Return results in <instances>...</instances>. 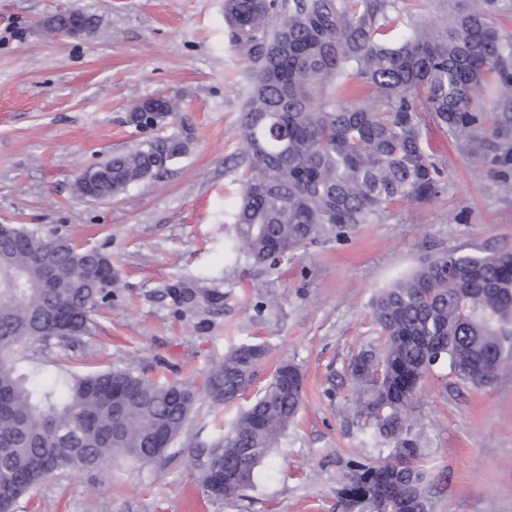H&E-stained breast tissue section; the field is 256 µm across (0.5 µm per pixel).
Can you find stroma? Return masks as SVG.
I'll use <instances>...</instances> for the list:
<instances>
[{
  "mask_svg": "<svg viewBox=\"0 0 512 512\" xmlns=\"http://www.w3.org/2000/svg\"><path fill=\"white\" fill-rule=\"evenodd\" d=\"M68 9L97 16L86 39L38 28ZM250 82L224 0H0V224L104 249L118 278L91 333L31 348L33 365L48 380L129 365L200 388L238 342L269 350L251 390L224 411L200 396L164 458L58 475L16 512H336L339 460L375 452L349 411L346 373L371 337L373 297L435 252L512 249V178L489 177L487 163L432 124L427 140L448 174L438 197L396 204L382 221L308 245L274 271L229 254ZM175 93L189 153L112 200H81L73 187L83 169L143 141L126 122L130 107ZM177 281L219 290L224 303L181 309L167 295ZM283 361L303 375L295 423L255 489L209 496L191 459ZM411 419L426 442L433 512H512V368L480 388L434 368Z\"/></svg>",
  "mask_w": 512,
  "mask_h": 512,
  "instance_id": "35a3bbf8",
  "label": "stroma"
}]
</instances>
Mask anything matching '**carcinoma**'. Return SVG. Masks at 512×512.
<instances>
[{
	"label": "carcinoma",
	"instance_id": "cac0c4a2",
	"mask_svg": "<svg viewBox=\"0 0 512 512\" xmlns=\"http://www.w3.org/2000/svg\"><path fill=\"white\" fill-rule=\"evenodd\" d=\"M435 21L391 18L395 0H224L233 44L251 66L241 119L247 168L233 215L232 251L270 270L314 242L346 238L403 201L436 197L446 171L428 149L422 114L448 129L493 175L512 171V36L495 16L512 0H440ZM129 123L152 136L95 165V190L114 197L166 171L191 149L185 132L165 133L179 97ZM13 247L0 254V512L52 476L103 469L123 458L154 461L183 433L197 391L130 366L44 386L22 367L24 350L54 338L69 345L91 332L112 303V256L25 224H9ZM56 272L46 280L37 255ZM187 308L224 296L178 283ZM375 338L348 363L350 405L385 456L349 455L336 499L342 512H432L423 439L408 424L418 386L446 365L483 387L512 365V250L440 252L371 301ZM268 355L244 341L224 354L206 382L223 405L252 385ZM303 376L282 362L227 431L195 462L204 489L234 498L280 446L301 408Z\"/></svg>",
	"mask_w": 512,
	"mask_h": 512
}]
</instances>
